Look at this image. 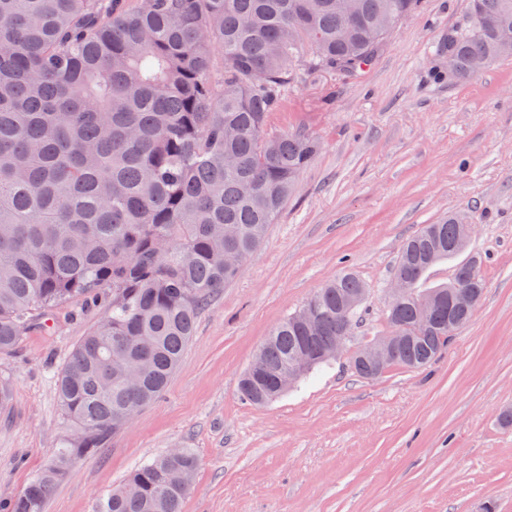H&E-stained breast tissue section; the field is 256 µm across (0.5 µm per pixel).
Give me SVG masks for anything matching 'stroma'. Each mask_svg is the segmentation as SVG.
<instances>
[{
	"instance_id": "obj_1",
	"label": "stroma",
	"mask_w": 512,
	"mask_h": 512,
	"mask_svg": "<svg viewBox=\"0 0 512 512\" xmlns=\"http://www.w3.org/2000/svg\"><path fill=\"white\" fill-rule=\"evenodd\" d=\"M469 21L470 0H419L360 75L302 72L282 92L270 133L301 127L321 143L297 193L198 317L162 396L74 461L43 512H92L182 447L199 458L184 512H512V57L450 73L443 44ZM454 211L474 217L485 290L429 369L365 379L346 354L265 406L241 400L271 327L342 271L372 288L352 348L385 335L402 242ZM102 313L73 301L0 362V502L74 437L55 372Z\"/></svg>"
}]
</instances>
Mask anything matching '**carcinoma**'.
<instances>
[{"label": "carcinoma", "instance_id": "obj_1", "mask_svg": "<svg viewBox=\"0 0 512 512\" xmlns=\"http://www.w3.org/2000/svg\"><path fill=\"white\" fill-rule=\"evenodd\" d=\"M419 0H0V360L36 323L73 300L111 292L103 317L57 375L64 418L79 434L7 512H43L77 458L125 427V415L165 390L198 315L266 238L318 141L296 129L268 133L280 90L297 71L354 76ZM512 41V0H471L469 26L448 32L460 77L500 59ZM470 217L425 224L404 243L386 306L399 337L392 368L422 370L470 315L420 304L456 284L481 296L484 260L426 285ZM369 285L344 272L270 331L240 397L263 405L284 394L280 376L327 363L350 343ZM197 458L160 454L99 498L93 512H183Z\"/></svg>", "mask_w": 512, "mask_h": 512}]
</instances>
